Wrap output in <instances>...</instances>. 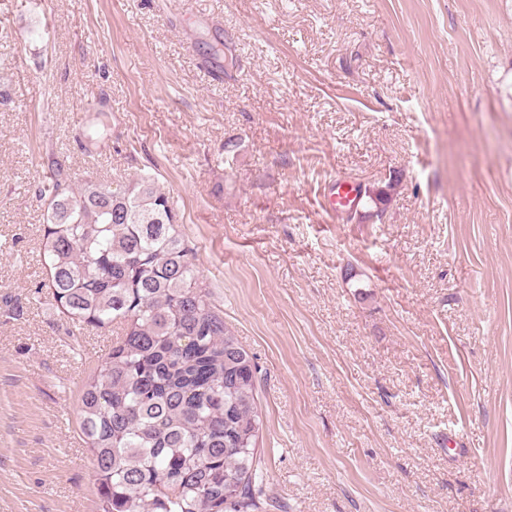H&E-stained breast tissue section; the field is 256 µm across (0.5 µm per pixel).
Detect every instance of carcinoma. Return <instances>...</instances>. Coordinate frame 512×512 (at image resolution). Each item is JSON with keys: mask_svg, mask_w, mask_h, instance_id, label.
Wrapping results in <instances>:
<instances>
[{"mask_svg": "<svg viewBox=\"0 0 512 512\" xmlns=\"http://www.w3.org/2000/svg\"><path fill=\"white\" fill-rule=\"evenodd\" d=\"M43 193L53 301L75 325L120 329L80 397L98 512H247L262 477L257 366L170 197L150 177L111 190L59 170Z\"/></svg>", "mask_w": 512, "mask_h": 512, "instance_id": "obj_1", "label": "carcinoma"}]
</instances>
